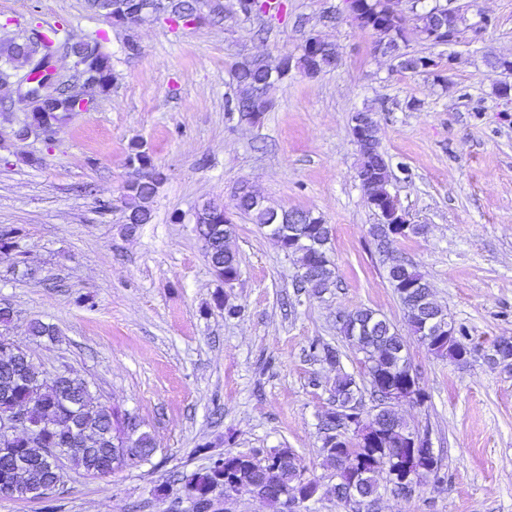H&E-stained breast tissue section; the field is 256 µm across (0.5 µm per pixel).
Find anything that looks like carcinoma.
Wrapping results in <instances>:
<instances>
[{"mask_svg":"<svg viewBox=\"0 0 512 512\" xmlns=\"http://www.w3.org/2000/svg\"><path fill=\"white\" fill-rule=\"evenodd\" d=\"M112 13L103 10V0H86L87 8L96 15L108 20L121 22L126 17L131 3L140 0H109ZM363 8L356 17L362 28L371 27L375 36L381 40L391 41L402 29L393 24L384 15L383 0H361ZM164 10L178 19L189 17L196 9L193 0H166L162 3ZM318 48L312 52L303 51L294 58L288 57L291 68L297 69L307 76L313 77L336 66L335 45L316 39ZM27 55L22 45L14 39L0 42V66L12 68L18 72L26 70ZM111 69V59L104 55H87L84 59L85 72L99 77L102 91H107L110 83L107 73ZM271 65L260 57L244 58L237 63L234 70L235 94L234 110L240 117L251 113L264 116L269 108V93L276 80L270 78ZM59 107L46 115L45 120L52 124L62 123L68 115L81 111L67 99L56 98ZM357 177L361 178L360 186L365 197H383L388 194L390 168L379 150L372 152L359 147V165ZM156 182L141 181L124 188V223L148 224L152 219V203L155 196ZM233 208L240 213L248 214L256 224H278L288 211H274L243 195L237 194ZM303 227L310 235L320 241L321 249L313 258H308L301 248L292 249L286 243L283 250L291 255H299L300 263H309V278L306 287L317 291L325 287L335 277V268L328 259L331 242V227L323 219L309 210L301 211ZM198 226L205 239V249L210 265L218 277L224 281L235 280L239 276V261L231 252L226 241L232 233V226L224 225V209L215 204L199 212ZM22 234L19 227L0 229V254H9L16 248V239ZM388 282L398 289L404 284H419L421 288H430L424 276L411 264L398 262L388 268ZM412 334L426 346L427 350L438 357H449L457 362L467 359L471 348L463 342L466 338L465 329H456L455 335L441 338L424 336L421 333V320L413 309L405 307ZM28 335L35 338L54 339L57 329L54 325L33 319L26 327ZM352 340V346L372 359L375 371L384 381L396 383L402 373L396 370L393 350L403 343L402 337L395 328H390L381 335L363 332L354 336H346ZM314 353L321 360L339 366L341 356L339 349L324 342L311 345ZM77 381L67 370L58 371L50 376L40 371L32 363H21L14 356L0 352V415L15 408H26L29 420L41 429V433L33 436L20 433L11 439L0 437V484L13 488L14 497L22 500L40 498L38 490L51 480L50 469L51 449L70 447V439L78 436L84 446L71 451L66 459L67 468L82 472L89 476L97 475L101 470L114 472L126 467H137L147 461L155 448L152 435L139 430L132 439L134 451L126 458L112 457L113 440L119 431L122 419L129 412H121L104 403L92 404L80 402L75 398L71 385ZM360 392L356 378L348 373L336 377L333 388V402L345 405L357 400ZM412 429L404 419L397 415L389 420L374 421L372 433L377 443L364 447L362 455L376 461L382 459L393 449L400 447L401 434ZM293 451L289 448H272L266 452L268 463L257 468L243 454L224 455L223 464L209 466L202 472H195L184 480V487L194 492L199 498L206 497L209 489L222 481L261 491L267 482H273L278 488L298 491L305 487L309 480L303 466L289 459Z\"/></svg>","mask_w":512,"mask_h":512,"instance_id":"1","label":"carcinoma"}]
</instances>
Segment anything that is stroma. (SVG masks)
<instances>
[{
    "label": "stroma",
    "instance_id": "obj_1",
    "mask_svg": "<svg viewBox=\"0 0 512 512\" xmlns=\"http://www.w3.org/2000/svg\"><path fill=\"white\" fill-rule=\"evenodd\" d=\"M274 17L244 18L224 0L222 18L174 27H131L93 15L85 0H0V38L65 24L77 39L99 36L115 80L107 95L72 113L50 142L12 130L21 102L0 122V228L17 225L34 277L0 255V304L18 316L11 336L41 371L68 369L92 397L135 413L155 448L135 469L106 477L69 472L56 512H187L176 478L212 456L290 448L321 485L311 512H345L322 451L336 367L317 361L320 339L364 372L338 318L359 307L398 329L425 394L399 414L429 432L441 463L409 497L383 491L378 512H512V372L489 362L492 342L512 337V100L497 96L512 74L488 57L512 58V0H456L468 22L489 25L453 45L409 35L430 72H400L373 55L344 0H282ZM333 43L336 68L292 70L250 125L227 114L232 69L251 56H299L305 36ZM373 110L388 189L420 234L397 251L428 280L436 301L464 325L466 362L437 357L412 336L370 227L377 216L356 179L351 116ZM141 146L163 174L151 223L127 230L123 188L137 176ZM40 164H30L31 156ZM248 184L275 209H303L333 230V284L296 291L295 262L244 214L228 245L240 276L224 284L211 268L192 215L232 206ZM229 305L240 307L227 315ZM55 324L33 338L28 320Z\"/></svg>",
    "mask_w": 512,
    "mask_h": 512
}]
</instances>
